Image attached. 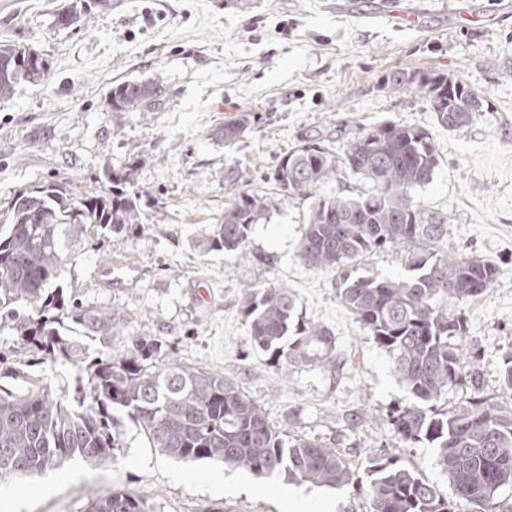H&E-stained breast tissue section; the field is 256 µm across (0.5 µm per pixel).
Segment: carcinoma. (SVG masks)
I'll list each match as a JSON object with an SVG mask.
<instances>
[{"label":"carcinoma","instance_id":"carcinoma-1","mask_svg":"<svg viewBox=\"0 0 512 512\" xmlns=\"http://www.w3.org/2000/svg\"><path fill=\"white\" fill-rule=\"evenodd\" d=\"M35 50L0 44V100L23 82L41 78L28 60ZM394 93L424 96L438 124L455 130L474 121L476 95L459 78L433 70L398 69L384 76ZM160 90L146 81L112 88L114 112L159 105ZM250 113L224 123L225 144L249 129ZM439 165L436 144L423 127L382 121L361 127L341 155L318 134L281 157L274 189L286 199H313L299 242L308 265L333 273L339 295L372 340L386 351L414 405L390 415L400 439L426 440L437 452L455 495L471 512H496L498 490L512 483V406L474 392L465 404L440 407L465 364L463 320L441 301L484 294L497 264L464 257L443 245L448 218L428 210L413 192L430 183ZM135 164L107 176L112 189L79 193L66 180L17 191L0 208V327L64 365H79L86 384L75 400L56 395L42 379L17 370V387L0 385V479L61 468L80 458L116 461L123 450L120 414L133 419L152 447L192 464L216 461L258 478L286 473L329 488L353 487L367 512H453V505L415 471L385 456L368 459L369 481L356 476L337 449L323 442L284 438L262 408L224 376L186 366L151 337L133 336L125 355L107 354L87 365L85 340L107 348L124 325L117 310L69 302L59 280L74 243L88 233H120L144 223L139 192L127 189ZM359 176L371 187L355 197L317 195L329 182ZM268 194L240 190L203 238L208 251H244L255 224L269 210ZM403 248L402 279L355 276L356 262L385 246ZM252 345L270 353L283 373L316 358L333 360L334 334L320 325L296 326L295 300L286 288L250 285L242 304ZM88 512H150L139 495L114 490L90 502Z\"/></svg>","mask_w":512,"mask_h":512}]
</instances>
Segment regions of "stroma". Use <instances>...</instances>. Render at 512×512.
<instances>
[{
	"label": "stroma",
	"instance_id": "35a3bbf8",
	"mask_svg": "<svg viewBox=\"0 0 512 512\" xmlns=\"http://www.w3.org/2000/svg\"><path fill=\"white\" fill-rule=\"evenodd\" d=\"M62 0H0V43L21 42L49 64L45 80L21 84L0 100V205L15 192L67 178L77 191L108 189L106 174L137 159L133 185L145 219L132 230L91 235L77 249L65 296L119 309L124 328L112 353L131 336L162 340L167 356L223 374L265 411L281 433L329 444L359 477L382 454L453 489L427 442H402L389 413L413 397L388 354L341 302L331 272L308 266L299 241L309 201L274 196L243 252H203L194 244L234 202L238 188L267 192L280 158L321 132L345 146L358 128L384 120L426 128L439 154L432 181L415 197L447 216L449 251L495 261V283L482 296L452 301L464 320L468 376L444 400L464 404L473 388L511 403L502 388L512 351V0H485L474 17L467 0H423L415 28L402 23L395 0H258L244 9L219 0H107L89 22L59 28ZM432 69L461 78L485 100L473 123L450 131L427 99L392 93L384 76ZM147 80L161 89L149 111L112 112L113 86ZM251 126L234 146L217 133L240 112ZM128 260L138 278L105 288L98 267ZM276 286L296 300L294 318L336 338L334 363L294 365L289 374L251 344L242 313L247 285ZM43 376L73 397L79 367L46 359L10 331L0 332V371ZM117 461L9 478L26 500L21 512H87L114 490L145 498L152 512H286L287 475L255 478L209 461L185 464L160 455L131 419L123 421ZM237 477L234 495L218 481Z\"/></svg>",
	"mask_w": 512,
	"mask_h": 512
}]
</instances>
